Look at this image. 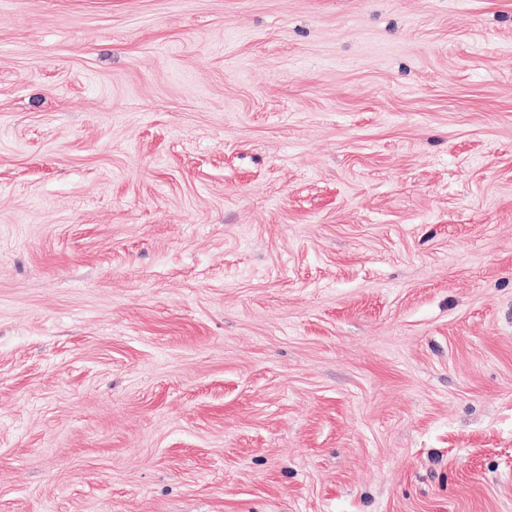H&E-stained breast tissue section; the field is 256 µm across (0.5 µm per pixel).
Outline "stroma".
Wrapping results in <instances>:
<instances>
[{
	"label": "stroma",
	"instance_id": "obj_1",
	"mask_svg": "<svg viewBox=\"0 0 512 512\" xmlns=\"http://www.w3.org/2000/svg\"><path fill=\"white\" fill-rule=\"evenodd\" d=\"M0 512H512V0H0Z\"/></svg>",
	"mask_w": 512,
	"mask_h": 512
}]
</instances>
